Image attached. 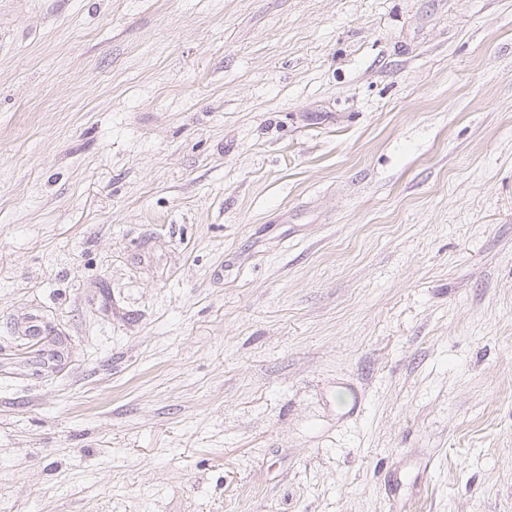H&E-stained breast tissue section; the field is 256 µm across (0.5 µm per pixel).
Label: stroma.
<instances>
[{
  "mask_svg": "<svg viewBox=\"0 0 512 512\" xmlns=\"http://www.w3.org/2000/svg\"><path fill=\"white\" fill-rule=\"evenodd\" d=\"M0 512H512V0H0Z\"/></svg>",
  "mask_w": 512,
  "mask_h": 512,
  "instance_id": "obj_1",
  "label": "stroma"
}]
</instances>
